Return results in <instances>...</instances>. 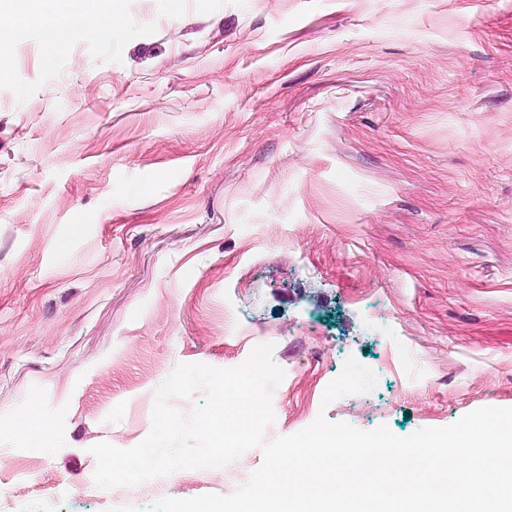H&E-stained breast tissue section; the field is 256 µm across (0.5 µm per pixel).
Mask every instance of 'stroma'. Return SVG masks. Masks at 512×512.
Wrapping results in <instances>:
<instances>
[{
  "instance_id": "stroma-1",
  "label": "stroma",
  "mask_w": 512,
  "mask_h": 512,
  "mask_svg": "<svg viewBox=\"0 0 512 512\" xmlns=\"http://www.w3.org/2000/svg\"><path fill=\"white\" fill-rule=\"evenodd\" d=\"M0 82V512H151L227 468L89 482L182 363L275 343L266 439L512 407V0H124ZM232 309L238 330L224 332ZM355 358L366 393L323 405ZM38 403L48 445L13 430Z\"/></svg>"
}]
</instances>
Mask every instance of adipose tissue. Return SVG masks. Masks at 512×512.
Segmentation results:
<instances>
[{"label": "adipose tissue", "instance_id": "adipose-tissue-1", "mask_svg": "<svg viewBox=\"0 0 512 512\" xmlns=\"http://www.w3.org/2000/svg\"><path fill=\"white\" fill-rule=\"evenodd\" d=\"M122 0H0V80L11 75L8 48L39 31L48 54L76 40L110 38Z\"/></svg>", "mask_w": 512, "mask_h": 512}]
</instances>
